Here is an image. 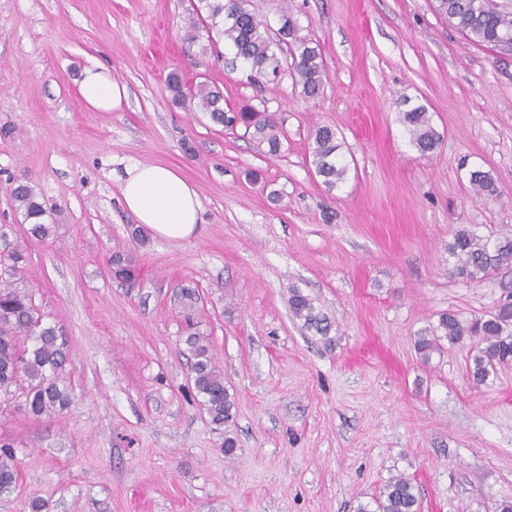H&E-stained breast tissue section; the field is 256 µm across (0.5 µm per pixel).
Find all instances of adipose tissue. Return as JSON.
<instances>
[{
	"label": "adipose tissue",
	"instance_id": "obj_1",
	"mask_svg": "<svg viewBox=\"0 0 512 512\" xmlns=\"http://www.w3.org/2000/svg\"><path fill=\"white\" fill-rule=\"evenodd\" d=\"M77 93L82 105L97 112L118 109L127 98L125 86L113 81L110 69L100 64L84 70ZM120 193L138 223L157 237L171 241L189 238L201 222L196 188L169 166L136 163L127 167Z\"/></svg>",
	"mask_w": 512,
	"mask_h": 512
}]
</instances>
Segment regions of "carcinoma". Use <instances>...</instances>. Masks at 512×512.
<instances>
[{
	"instance_id": "obj_1",
	"label": "carcinoma",
	"mask_w": 512,
	"mask_h": 512,
	"mask_svg": "<svg viewBox=\"0 0 512 512\" xmlns=\"http://www.w3.org/2000/svg\"><path fill=\"white\" fill-rule=\"evenodd\" d=\"M439 12L448 24L471 41L492 48L503 55L512 54V0H438ZM193 14L187 39L193 41L204 30L224 38L243 61L254 79L276 77L284 72L277 51L287 47L292 59L290 76L301 87L304 99L319 98L325 87L326 71L319 45L301 34L293 12L281 7L278 28L273 30L266 16L251 9V0H193ZM172 102L198 108L216 125L227 129L243 126L267 153L276 155L281 148L282 131L275 115L266 110H234L224 105V93L215 86L200 82L186 86L177 72L167 77ZM411 143L424 156L441 144L440 133L432 125L425 107L418 105L401 112L400 117ZM309 150L315 173L324 186L332 190L340 183L347 166L339 155L341 144L336 129L330 125L316 127L310 134ZM470 182L484 197L498 196L494 179L486 172H470ZM11 199L23 210L29 227L26 241L11 240L0 226V406L17 404V409L35 419L51 417L70 408L73 397L67 384L68 345L60 327L44 322L32 291L22 285V272L28 261L27 243L40 242L55 235L57 225L43 222L45 210L33 187L24 180L9 188ZM448 254L455 259L450 268L453 277L479 283L495 271L512 265V238L480 236L460 229L448 243ZM114 277L129 281L136 267L129 255L114 254L109 259ZM288 300L293 318L303 326L327 335L331 323L315 311L313 302L299 289H289ZM476 340L469 379L476 386L487 383L496 367L512 362V302L505 301L488 314L463 320L453 312L439 316L435 326L424 329L415 341L424 359L442 348V341L452 344L464 338ZM191 357L194 387L202 397L201 405L214 429L224 431V455L231 457L237 449L230 427L234 422V403L224 387V375L214 360L208 338L192 333L185 340ZM15 451L0 442V497L10 494L16 484ZM374 508L359 512H417V498L409 479L391 478L373 499Z\"/></svg>"
}]
</instances>
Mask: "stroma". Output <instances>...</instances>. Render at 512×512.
I'll list each match as a JSON object with an SVG mask.
<instances>
[{
  "mask_svg": "<svg viewBox=\"0 0 512 512\" xmlns=\"http://www.w3.org/2000/svg\"><path fill=\"white\" fill-rule=\"evenodd\" d=\"M284 4L321 48L314 101L289 74L255 81L224 44L185 41L191 0H0V225L23 237L8 188L30 182L57 232L30 245L25 280L68 340L75 396L50 418L0 410L18 459L0 512H357L397 475L420 512L512 500V365L477 387L470 342L427 360L415 345L441 313L512 295V267L465 283L448 255L462 228L512 237V56L465 39L436 0H253L272 22ZM94 60L126 86L120 109L79 102ZM173 70L276 113L279 153L172 103ZM408 104L442 136L430 155L400 122ZM316 124L348 168L331 191L310 162ZM138 162L195 186L192 237H132L120 178ZM476 169L498 197L475 192ZM115 252L135 280L111 275ZM293 288L328 335L293 319ZM191 324L235 403L231 457L192 385Z\"/></svg>",
  "mask_w": 512,
  "mask_h": 512,
  "instance_id": "35a3bbf8",
  "label": "stroma"
}]
</instances>
